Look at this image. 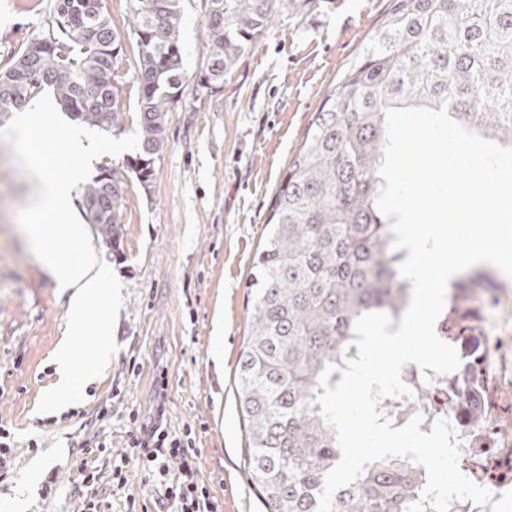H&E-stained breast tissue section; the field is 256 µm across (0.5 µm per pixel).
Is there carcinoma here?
I'll list each match as a JSON object with an SVG mask.
<instances>
[{
    "instance_id": "obj_1",
    "label": "carcinoma",
    "mask_w": 512,
    "mask_h": 512,
    "mask_svg": "<svg viewBox=\"0 0 512 512\" xmlns=\"http://www.w3.org/2000/svg\"><path fill=\"white\" fill-rule=\"evenodd\" d=\"M139 47L140 146L128 168L144 185L166 145L167 112L183 84L181 0H132ZM298 0H208L210 55L197 86L221 83L268 22ZM123 37L101 0H54L52 24L0 69V110L21 109L49 88L78 120L108 130L123 107L115 85ZM495 118L512 144V0H391L390 10L326 94L275 192L265 240L252 262V312L234 384L247 429L250 482L272 512H317L324 477L340 459L335 431L315 403L321 371L358 357L355 320L400 321L411 281L399 271L391 223L376 206L389 107L425 106ZM102 238L119 234L123 194L112 170L82 192ZM428 402L418 389L390 406L389 421ZM424 467L392 458L339 489L334 512H407Z\"/></svg>"
}]
</instances>
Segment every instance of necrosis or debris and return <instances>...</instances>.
I'll use <instances>...</instances> for the list:
<instances>
[{"label": "necrosis or debris", "mask_w": 512, "mask_h": 512, "mask_svg": "<svg viewBox=\"0 0 512 512\" xmlns=\"http://www.w3.org/2000/svg\"><path fill=\"white\" fill-rule=\"evenodd\" d=\"M494 278L492 288L477 281L447 291L436 332L455 348L459 368L427 380L410 364L402 380L425 387L430 397L421 431L449 420L460 443V471L496 500L512 493V439L497 431L499 422L512 420V276Z\"/></svg>", "instance_id": "necrosis-or-debris-1"}]
</instances>
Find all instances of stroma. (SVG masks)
Here are the masks:
<instances>
[{"label":"stroma","instance_id":"1","mask_svg":"<svg viewBox=\"0 0 512 512\" xmlns=\"http://www.w3.org/2000/svg\"><path fill=\"white\" fill-rule=\"evenodd\" d=\"M389 0H305L272 20L223 84L197 79L208 58V0H182L183 87L167 114V142L155 176L142 187L126 156H103L93 173L123 180L119 250L97 229L89 234L121 282L124 303L114 330L119 346L105 373L85 385L83 402L37 411L57 381L54 351L66 334L68 296L42 270L17 221L35 181L0 142V426L9 429L13 468L0 478V512L26 474L39 486L26 512H75L96 492L101 512H125L147 478L127 469L118 488L82 482L127 453L133 422L164 414L170 430L197 434L198 477L223 512H266L244 468L246 436L234 386L251 312L247 286L276 189L325 95L338 83L384 18ZM54 0H0V68L52 21ZM124 54L117 85L124 112L116 138L137 130L138 46L129 37L130 0H102ZM224 345L216 347L214 324ZM167 377V390L158 380ZM112 415L100 417L104 406ZM105 444L97 452L95 443ZM54 482L51 496L43 485Z\"/></svg>","mask_w":512,"mask_h":512}]
</instances>
